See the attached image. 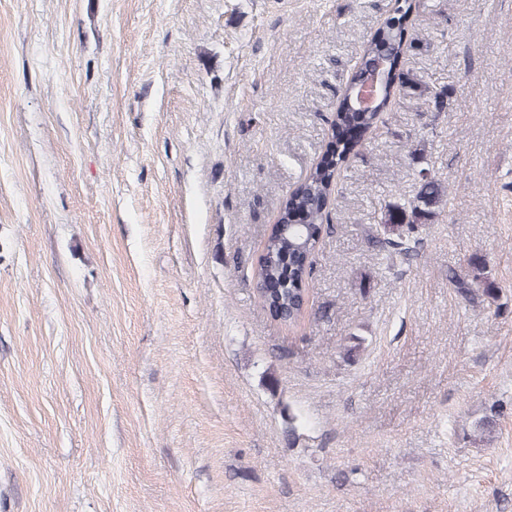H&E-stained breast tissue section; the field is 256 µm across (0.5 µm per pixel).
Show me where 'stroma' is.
<instances>
[{"label":"stroma","mask_w":512,"mask_h":512,"mask_svg":"<svg viewBox=\"0 0 512 512\" xmlns=\"http://www.w3.org/2000/svg\"><path fill=\"white\" fill-rule=\"evenodd\" d=\"M410 2L288 326L253 268L395 0H0V512H512V0ZM419 189L414 198L407 203H389L386 205L380 233L373 236V242L382 250L412 256L417 252L419 239H411L417 224H429L446 207L447 192L441 181L425 170L420 171ZM406 227V229H405ZM413 243V244H412Z\"/></svg>","instance_id":"stroma-1"}]
</instances>
